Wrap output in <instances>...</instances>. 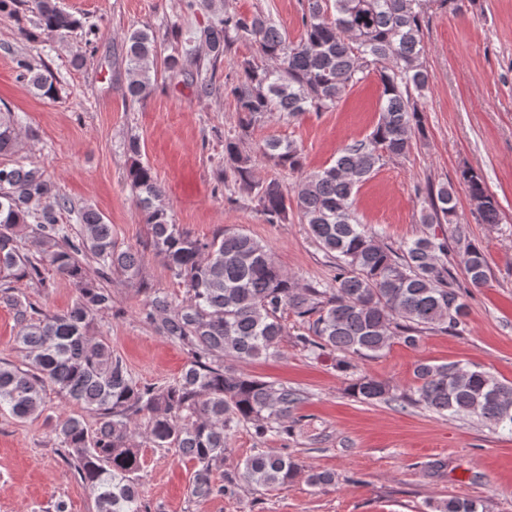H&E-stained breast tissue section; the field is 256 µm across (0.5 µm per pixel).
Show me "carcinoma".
<instances>
[{
	"mask_svg": "<svg viewBox=\"0 0 512 512\" xmlns=\"http://www.w3.org/2000/svg\"><path fill=\"white\" fill-rule=\"evenodd\" d=\"M453 0H301L303 33L297 40L262 13L226 14L201 31L210 59L198 58L193 38L180 42L165 68L189 75L202 95L212 92L217 64L237 42L256 47L262 63L245 60L231 84L239 126L248 132L276 115L293 119L335 108L343 94L368 75L381 88L378 120L365 138L343 146L332 164L287 185L254 177L252 157L237 139H224V178H232L254 198L268 224H285L298 211L318 247L335 260L336 275L326 285L302 286L275 260L267 245L244 230L223 228L200 239L173 223L161 202L162 187L140 144L127 143L126 181L149 226L150 247L171 276L184 284L177 297L144 288L142 254L122 248L112 225L90 206L76 208L45 170L33 164L0 165V303L13 313L20 359L0 362V412L18 420L43 412L51 388L95 420L81 415L52 424L64 458L94 498L96 512H147L137 480L141 451L131 444L139 425L152 448L173 449L194 464L189 500L204 503L235 493L239 482L256 490H275L301 473L293 459L257 449L242 466L224 471L231 454L227 432L239 426L262 441L291 430L294 411L306 395L298 388L252 376L241 369L275 357L290 335L283 314L293 313L302 330L296 342L310 355H336L343 372L355 361L381 356L398 339L408 347L427 329L458 330L466 303L448 267V238L436 227L453 223V188L427 184L420 223L423 235L396 250L359 222L353 199L387 157L408 152L424 135L420 99L431 74L425 64L423 19L438 4ZM38 26L61 37L81 26L57 0H27ZM127 94L147 98L158 79L154 69L161 45L148 29L124 35ZM272 62L273 66L266 65ZM17 77L42 97L57 94L52 74L21 56ZM21 121L0 108V155L18 151ZM264 156L291 174L302 171L296 143L269 139ZM460 179L482 223L499 222V207L484 176L464 169ZM73 212L81 231L72 235L58 213ZM469 283L482 287L488 266L482 251L467 245L459 253ZM54 270L75 289L77 299L62 314L37 309L16 287H51ZM120 271L145 289L143 321L177 344L188 360L179 378L166 386L136 381L112 346L93 338L97 317L112 310V291L100 285ZM416 386L396 394L390 384L368 375L349 388L364 403L399 402L422 406L442 416H467L512 434V383L460 362L421 363ZM432 512H479L475 501L441 499Z\"/></svg>",
	"mask_w": 512,
	"mask_h": 512,
	"instance_id": "carcinoma-1",
	"label": "carcinoma"
}]
</instances>
